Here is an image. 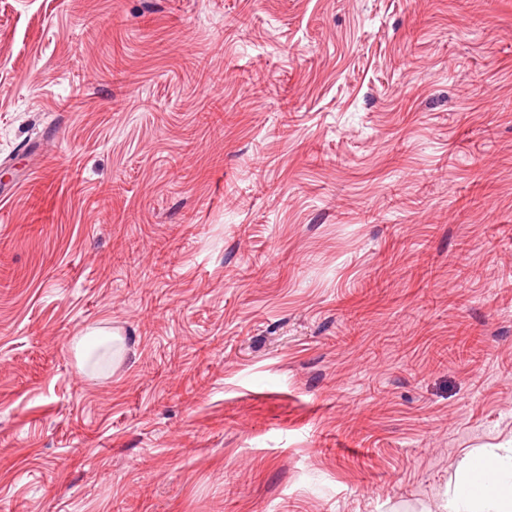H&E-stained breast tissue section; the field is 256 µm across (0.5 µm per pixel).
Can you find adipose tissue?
I'll use <instances>...</instances> for the list:
<instances>
[{
  "mask_svg": "<svg viewBox=\"0 0 512 512\" xmlns=\"http://www.w3.org/2000/svg\"><path fill=\"white\" fill-rule=\"evenodd\" d=\"M442 512H512V448L467 455Z\"/></svg>",
  "mask_w": 512,
  "mask_h": 512,
  "instance_id": "adipose-tissue-1",
  "label": "adipose tissue"
}]
</instances>
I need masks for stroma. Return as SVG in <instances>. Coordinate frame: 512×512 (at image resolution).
<instances>
[{
    "mask_svg": "<svg viewBox=\"0 0 512 512\" xmlns=\"http://www.w3.org/2000/svg\"><path fill=\"white\" fill-rule=\"evenodd\" d=\"M510 444L512 0H0V512H440Z\"/></svg>",
    "mask_w": 512,
    "mask_h": 512,
    "instance_id": "stroma-1",
    "label": "stroma"
}]
</instances>
